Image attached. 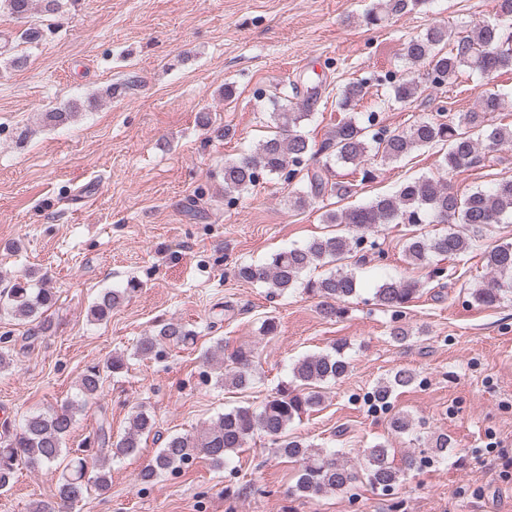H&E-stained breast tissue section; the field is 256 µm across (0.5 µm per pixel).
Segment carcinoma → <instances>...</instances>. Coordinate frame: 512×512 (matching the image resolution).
Listing matches in <instances>:
<instances>
[{"mask_svg": "<svg viewBox=\"0 0 512 512\" xmlns=\"http://www.w3.org/2000/svg\"><path fill=\"white\" fill-rule=\"evenodd\" d=\"M427 0H384L369 10L363 22L377 26L385 16L407 7H418ZM497 20L474 24L457 36L452 48H447L448 29L431 26L425 33L406 41L402 55L412 65H424L426 76L435 85L450 81L463 68L490 81L504 70H512V27L503 25L512 21V0H496ZM33 0H0V12L16 17L31 13ZM392 101L405 104L421 93V80L412 73L396 79L392 86ZM365 94L364 85L352 82L344 87L336 99L342 112L354 110ZM287 107L273 102L271 118L277 123L276 134L262 141L250 154L224 164V192H241L254 185L259 177L282 176L288 182L298 181L303 189L292 197V205L304 207L311 199L334 196L342 201L355 193V184L333 181L331 165L310 168L306 162L317 152H330L336 162L351 163L359 170V184L375 179L373 159L382 162L401 160L412 152L443 146L441 166L450 172H463L479 164L482 154L512 145V126L495 123V113L503 106L497 93L489 92L481 99L479 108L457 117L423 120L408 129L370 133L365 125L348 116L331 131L330 136L314 151L309 139L299 130L310 114L312 96ZM98 99L74 101L64 110L46 112L42 121L48 126H61L76 114L96 108ZM512 221V179L498 182L491 192L475 190L461 197L440 179L421 176L402 183L392 195L380 196L359 206L328 209L322 222L333 227L343 225L352 231L345 235L330 233L308 242L302 247L280 251L266 264H239L234 269L237 279L248 283H263L273 293H284L300 288L306 294L321 299L320 312L327 319L340 318L347 312L349 300L358 294L354 273L345 269V262L365 238L384 224H405L413 227L404 245L409 264L426 266L437 256L457 257L471 248V237L458 229L463 224L480 229L491 224ZM422 224H444L446 228L433 235L414 230ZM488 269L486 281L471 292L480 305L491 307L500 302L505 289L512 288V242L493 246L485 253ZM332 270L321 277H307L319 267ZM31 275L16 278L0 291V311L16 319L35 323L39 333L50 329L44 314L55 301L50 288H33ZM141 288L135 279L125 287L101 294L89 309L90 319L101 322L110 317L112 309L133 296ZM419 291L414 280L385 282L374 292L377 304L392 312L395 318L403 316L404 309ZM194 331L180 322L168 321L140 337L134 355L160 358L165 348L192 345ZM256 352L249 346H239L228 356L224 369L216 376L215 384L246 390L253 384ZM127 369L123 356L114 355L105 366L88 367L77 382L78 394L57 408L31 414L20 428L10 429L4 424L0 432V490L8 488L19 465L32 469L52 467L66 459L54 493L33 502L30 512H67L84 501L91 491L106 493L111 486L110 461L134 456L141 448V438L154 429L152 416L137 408L129 418V425L118 440H112V426L102 418L92 435L78 448L66 446V439L74 429L78 416L88 402L96 398L105 375H116ZM349 363L340 349L331 353L306 355L292 367L291 380L284 382L260 409L239 406L206 422L198 429L168 436L153 458L137 473V482L148 486L165 474L183 469L195 454L204 455L216 469H221L230 456L244 447L255 435L268 438L276 446V453L300 463L295 492L300 497L317 498L327 492H343L359 475H365L374 489L391 490L403 470L393 465L389 450L376 444L365 455L363 472L348 465L347 460L332 450L327 451L289 433V427L302 414L315 410L324 402L323 384L344 377ZM414 374L406 369L396 371L373 392V399L387 403L394 393L410 385ZM390 427L396 434L410 433L415 428L413 419L404 413L392 416ZM93 476H88V469Z\"/></svg>", "mask_w": 512, "mask_h": 512, "instance_id": "obj_1", "label": "carcinoma"}]
</instances>
